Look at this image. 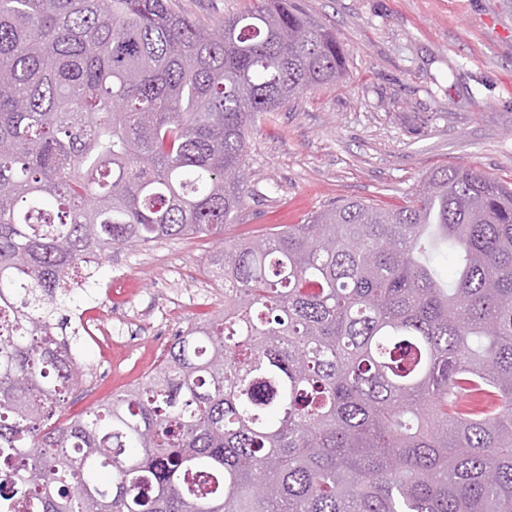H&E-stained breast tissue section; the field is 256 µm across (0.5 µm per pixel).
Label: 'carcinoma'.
Segmentation results:
<instances>
[{
	"mask_svg": "<svg viewBox=\"0 0 512 512\" xmlns=\"http://www.w3.org/2000/svg\"><path fill=\"white\" fill-rule=\"evenodd\" d=\"M0 0V512H512V186L430 172L224 240L249 131L346 71L287 0ZM210 237L224 313L60 421L55 320L112 248ZM455 258L444 281L437 258ZM181 13L205 24H213L228 14L245 13L254 6L255 0H172Z\"/></svg>",
	"mask_w": 512,
	"mask_h": 512,
	"instance_id": "obj_1",
	"label": "carcinoma"
}]
</instances>
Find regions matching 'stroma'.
Wrapping results in <instances>:
<instances>
[{"instance_id": "stroma-1", "label": "stroma", "mask_w": 512, "mask_h": 512, "mask_svg": "<svg viewBox=\"0 0 512 512\" xmlns=\"http://www.w3.org/2000/svg\"><path fill=\"white\" fill-rule=\"evenodd\" d=\"M205 24L256 0H173ZM346 51V76L304 92L276 122H257L245 161L251 196L225 240L301 224L332 203H402L435 169H474L512 182V0H298ZM208 238L115 247L62 308L87 373L64 417L140 381L187 323L219 316L224 290L204 270ZM121 336L96 343L75 313Z\"/></svg>"}]
</instances>
